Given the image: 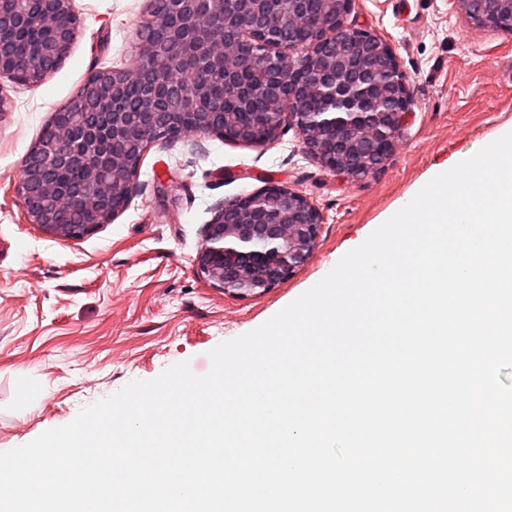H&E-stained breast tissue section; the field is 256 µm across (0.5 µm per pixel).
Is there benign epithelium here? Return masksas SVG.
<instances>
[{"label": "benign epithelium", "mask_w": 512, "mask_h": 512, "mask_svg": "<svg viewBox=\"0 0 512 512\" xmlns=\"http://www.w3.org/2000/svg\"><path fill=\"white\" fill-rule=\"evenodd\" d=\"M173 13L165 23L143 20L138 29L141 64L135 69L100 71L99 80L89 86L80 106L99 111L118 98L124 82L134 77L143 88V105L160 118L145 129L125 112H111L112 139L126 145L123 156L108 157L103 150V133L82 125H69L59 134L36 146L24 159L18 195L27 220L45 232L68 239L94 234L101 225L121 212L110 208L118 193L131 198L137 183L127 181V172L141 155L145 141L167 138L172 125L163 120L172 98L188 97L192 76L188 72L161 76L151 67L161 54L206 58V65L224 82L239 76L255 57L253 49L272 51L273 74L270 95L288 106V122L301 138L304 153L320 165L353 181H362L379 170L392 154L404 118L414 98L405 72L393 47L382 37L345 25L354 0H335L336 24L326 35L310 40L307 53L297 55L295 46L280 39L293 27L308 28L306 0H172ZM488 0H456L458 9L482 18ZM221 22L223 37L215 40L212 27ZM44 27L45 50L51 56L53 72L80 32V21L72 0H41L36 12L21 11L13 0H0V34L28 27ZM359 44L360 55L382 64L387 75L384 93L391 111H375L377 88L370 77L336 55L342 43ZM20 63L8 42L0 40V83L17 82ZM315 97L333 98L336 109L312 110ZM198 121L188 134L218 135L226 141H240L227 125L219 128L211 113H197ZM360 153L359 166L347 164L346 155ZM84 165L95 183L91 192L80 196L61 184L60 174ZM80 208L93 218L90 224H66L63 217ZM321 227L317 208L301 193L284 186H270L259 192L224 203L206 225L203 245L196 262L200 273L224 294L235 297L261 296L289 279L311 258ZM239 263L237 275L227 276L224 267Z\"/></svg>", "instance_id": "7a95c632"}]
</instances>
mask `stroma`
Returning a JSON list of instances; mask_svg holds the SVG:
<instances>
[{
  "instance_id": "stroma-1",
  "label": "stroma",
  "mask_w": 512,
  "mask_h": 512,
  "mask_svg": "<svg viewBox=\"0 0 512 512\" xmlns=\"http://www.w3.org/2000/svg\"><path fill=\"white\" fill-rule=\"evenodd\" d=\"M81 32L54 73L5 85L0 114V452L24 445L134 380L250 332L319 282L440 171L512 128V32L483 28L454 0H355L346 22L395 49L414 102L391 157L354 182L302 150L295 127L239 144L208 136L151 142L137 193L81 240L29 224L22 162L51 115L96 68H136L149 0H73ZM321 216L308 263L270 292L232 297L199 272L204 230L224 203L271 185Z\"/></svg>"
}]
</instances>
